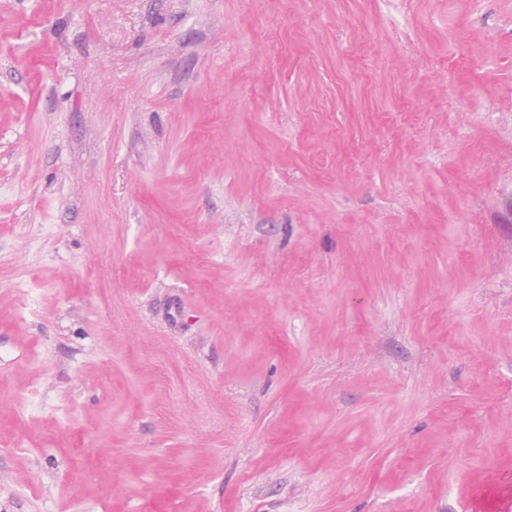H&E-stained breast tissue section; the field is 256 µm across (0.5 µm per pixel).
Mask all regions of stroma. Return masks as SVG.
<instances>
[{
    "mask_svg": "<svg viewBox=\"0 0 512 512\" xmlns=\"http://www.w3.org/2000/svg\"><path fill=\"white\" fill-rule=\"evenodd\" d=\"M492 479L512 0H0V512Z\"/></svg>",
    "mask_w": 512,
    "mask_h": 512,
    "instance_id": "obj_1",
    "label": "stroma"
}]
</instances>
